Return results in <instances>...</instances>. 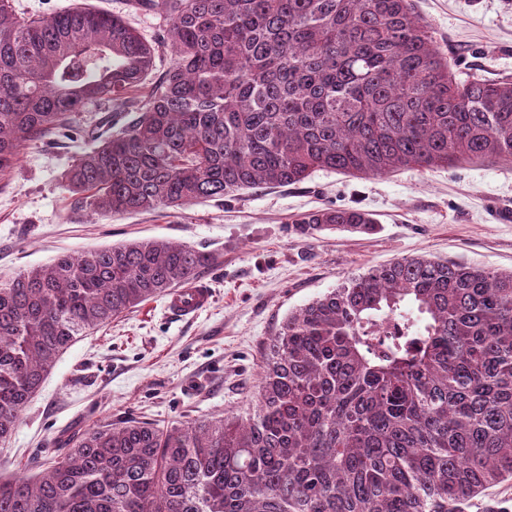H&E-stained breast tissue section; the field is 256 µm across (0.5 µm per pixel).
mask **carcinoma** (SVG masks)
Segmentation results:
<instances>
[{"label":"carcinoma","instance_id":"cac0c4a2","mask_svg":"<svg viewBox=\"0 0 512 512\" xmlns=\"http://www.w3.org/2000/svg\"><path fill=\"white\" fill-rule=\"evenodd\" d=\"M174 57L122 18H37L0 0V176L104 97L140 105L66 173L106 216L283 187L315 170L391 176L512 163V78L458 77L412 0H135ZM297 233L370 234L325 208ZM142 240L0 281V446L72 345L215 265ZM0 476V512H461L512 478V271L426 256L348 278L264 347L248 412L128 419Z\"/></svg>","mask_w":512,"mask_h":512}]
</instances>
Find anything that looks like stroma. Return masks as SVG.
Segmentation results:
<instances>
[{
    "mask_svg": "<svg viewBox=\"0 0 512 512\" xmlns=\"http://www.w3.org/2000/svg\"><path fill=\"white\" fill-rule=\"evenodd\" d=\"M440 50L460 74L512 77V0H416ZM18 14L75 6L127 17L158 42L163 23L128 0H13ZM100 100L71 113L63 134L27 145L0 177V280L50 262L137 239L212 253L203 278L213 301L179 319L158 297L74 344L22 412L0 474L35 473L69 435L136 417L175 424L243 412L258 384L261 347L288 313L345 278L402 257L512 271V164L406 170L387 177L317 171L304 182L164 210L105 216L75 204L66 171L95 146L102 118L129 111ZM372 215L377 233L298 235L293 223L324 208Z\"/></svg>",
    "mask_w": 512,
    "mask_h": 512,
    "instance_id": "35a3bbf8",
    "label": "stroma"
}]
</instances>
